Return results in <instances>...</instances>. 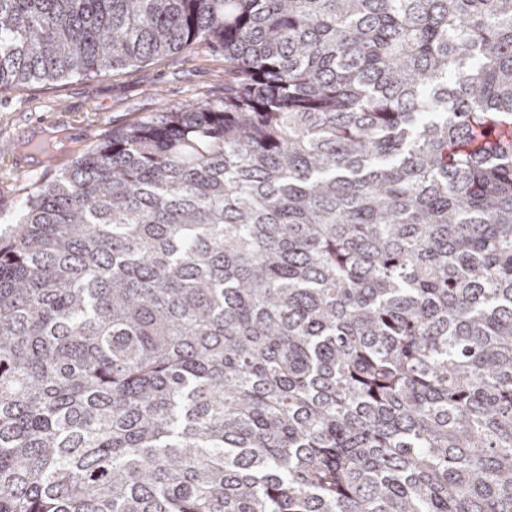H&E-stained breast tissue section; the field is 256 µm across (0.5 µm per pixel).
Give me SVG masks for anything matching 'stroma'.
<instances>
[{
  "label": "stroma",
  "instance_id": "1",
  "mask_svg": "<svg viewBox=\"0 0 512 512\" xmlns=\"http://www.w3.org/2000/svg\"><path fill=\"white\" fill-rule=\"evenodd\" d=\"M223 95L224 58L202 44L141 68L0 91V227L16 223L39 186L113 131ZM49 134L61 139L52 159L25 150V143Z\"/></svg>",
  "mask_w": 512,
  "mask_h": 512
}]
</instances>
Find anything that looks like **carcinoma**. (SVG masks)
Masks as SVG:
<instances>
[{"label": "carcinoma", "instance_id": "obj_1", "mask_svg": "<svg viewBox=\"0 0 512 512\" xmlns=\"http://www.w3.org/2000/svg\"><path fill=\"white\" fill-rule=\"evenodd\" d=\"M196 43L0 232V512H512V0H0V90Z\"/></svg>", "mask_w": 512, "mask_h": 512}]
</instances>
